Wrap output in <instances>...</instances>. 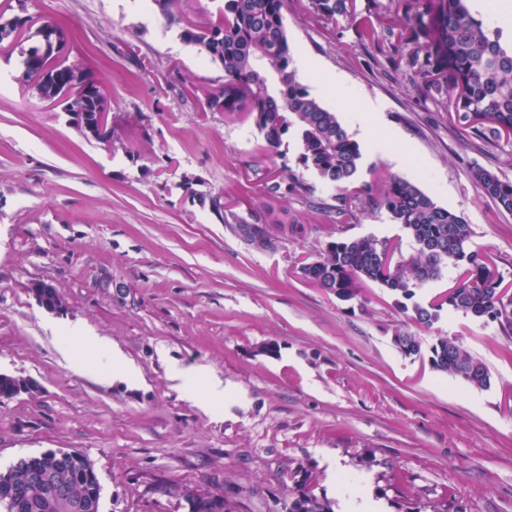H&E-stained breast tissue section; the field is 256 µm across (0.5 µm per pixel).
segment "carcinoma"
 I'll return each instance as SVG.
<instances>
[{"instance_id": "cac0c4a2", "label": "carcinoma", "mask_w": 512, "mask_h": 512, "mask_svg": "<svg viewBox=\"0 0 512 512\" xmlns=\"http://www.w3.org/2000/svg\"><path fill=\"white\" fill-rule=\"evenodd\" d=\"M169 23L182 25L184 41L198 45L224 70V92L211 94L212 110L245 112L276 154L282 137L294 129L300 135L299 163L335 193L331 201L315 199L312 188L297 175L270 178L268 193L305 198L324 223L342 230L366 210H385L402 225L413 250L372 237L326 242L321 256L300 268L311 285L344 302L359 298L367 282L380 284L405 300L415 298L423 285L437 280L452 262L460 273L448 291L426 303L415 302L412 321L429 328L441 312L461 313L497 323L512 335V294L503 291V278L470 248L474 235L464 216L450 211L412 181L386 177L376 190L356 185L361 151L340 122L336 111L313 97L290 69L291 49L283 22L286 0H224L216 19L198 25L182 22L177 0H153ZM354 0H308L307 9L319 19L334 21L352 15ZM418 7L407 26L393 24L391 13L378 23L354 20L358 37L374 45L396 67L413 71L427 91L446 92V111L457 122L490 141L512 136V31L491 26L478 17L472 0H416ZM27 42L39 47L54 34L68 31L51 19L23 21ZM411 42L413 51L395 57L396 46ZM82 58L65 59L60 76L84 74ZM470 177L477 190L497 208L512 214V181L474 167ZM399 352L427 357L431 368L477 389L491 386L486 365L456 341L439 337L428 349L409 330L398 332ZM40 479L32 477L34 470ZM11 478L0 483V512H100L101 491L88 482L85 471L67 457L46 456L32 462L24 457L9 467ZM291 486L283 512H332L330 504L312 489L311 473L302 462L288 465ZM65 485L61 497L56 487Z\"/></svg>"}]
</instances>
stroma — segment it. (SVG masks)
Wrapping results in <instances>:
<instances>
[{
    "instance_id": "35a3bbf8",
    "label": "stroma",
    "mask_w": 512,
    "mask_h": 512,
    "mask_svg": "<svg viewBox=\"0 0 512 512\" xmlns=\"http://www.w3.org/2000/svg\"><path fill=\"white\" fill-rule=\"evenodd\" d=\"M288 0L291 69L352 137L357 114L379 104L386 152L362 154L356 181H412L474 230L472 248L512 286V214L470 179L481 166L512 181V138L489 143L462 129L443 98L422 91L351 20L311 16ZM6 16L50 17L73 54L104 83L114 145L104 150L17 79L19 53L0 50V372L33 381L0 402V469L47 450L94 464L100 512H178L176 491L210 484L235 512H279L281 474L294 460L314 492L338 507L345 485L385 512L428 503L438 512H512V338L497 323L442 313L420 331L458 341L489 369L476 389L404 357L396 332L411 310L374 283L342 302L296 272L332 239L307 202L273 196L270 172L292 171L316 198L331 192L299 162L289 131L269 155L251 120L209 109L224 70L183 41L151 0H0ZM223 194L235 217L288 230L271 249L236 235L211 210ZM344 237L399 242L386 211L361 213ZM52 283L66 307H41L32 283ZM109 338L137 383L91 376L84 350L63 355L67 329ZM274 341L279 352L261 347ZM203 367L224 383L207 408L179 391L172 366Z\"/></svg>"
}]
</instances>
